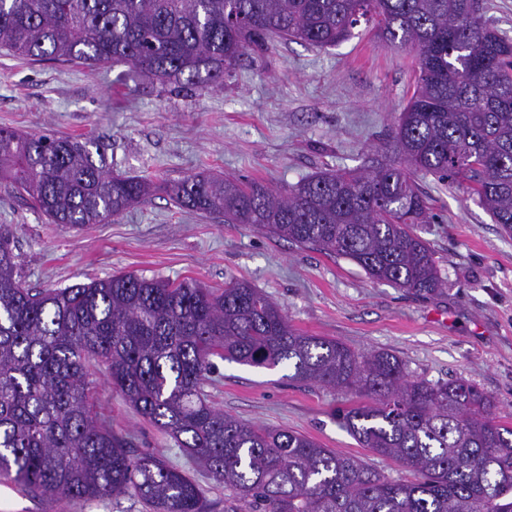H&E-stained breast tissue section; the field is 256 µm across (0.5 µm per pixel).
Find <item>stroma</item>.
<instances>
[{
  "instance_id": "1",
  "label": "stroma",
  "mask_w": 512,
  "mask_h": 512,
  "mask_svg": "<svg viewBox=\"0 0 512 512\" xmlns=\"http://www.w3.org/2000/svg\"><path fill=\"white\" fill-rule=\"evenodd\" d=\"M414 84L413 53L381 46L366 23L325 50L277 42L247 52L214 90L153 85L124 63L89 71L0 49V127L93 140L104 145L114 173L158 186L117 222L76 231L50 223L0 179V225L11 231L21 278L36 290L123 273L210 288L245 280L301 332L391 352L430 381L464 377L495 400L499 416H512V234L462 188L418 179L434 219L415 231L430 243L446 281L431 298L373 282L349 260L179 208L159 189L205 171L282 190L317 171L358 168L381 148ZM214 364L204 389L225 413L300 432L401 476L397 464L360 447L337 419L349 397L293 381L282 365ZM89 381L97 411L129 440L132 454L189 469L215 512H224L222 484L112 391L102 369H91ZM0 512L146 507L129 495L49 501L0 483Z\"/></svg>"
}]
</instances>
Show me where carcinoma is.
<instances>
[{
  "label": "carcinoma",
  "instance_id": "1",
  "mask_svg": "<svg viewBox=\"0 0 512 512\" xmlns=\"http://www.w3.org/2000/svg\"><path fill=\"white\" fill-rule=\"evenodd\" d=\"M469 2L0 0V47L91 71L123 61L151 84L203 90L223 87L246 50L272 39L325 49L372 23L384 45L415 52L417 78L367 167L319 171L284 192L210 172L166 190L180 208L253 224L429 298L446 281L413 231L433 219L417 176L463 186L512 232V39L470 17ZM95 153L79 136L0 128V176L63 229L109 222L149 195L146 180L113 174ZM10 237L0 229V478L31 496L131 494L151 512H211L185 471L132 454L98 417L87 377L99 366L224 484V512H512V422L471 381L430 382L388 351L305 334L244 281L215 289L129 273L35 291ZM215 356L285 364L292 380L355 398L338 410L342 426L414 479L225 413L203 389Z\"/></svg>",
  "mask_w": 512,
  "mask_h": 512
}]
</instances>
